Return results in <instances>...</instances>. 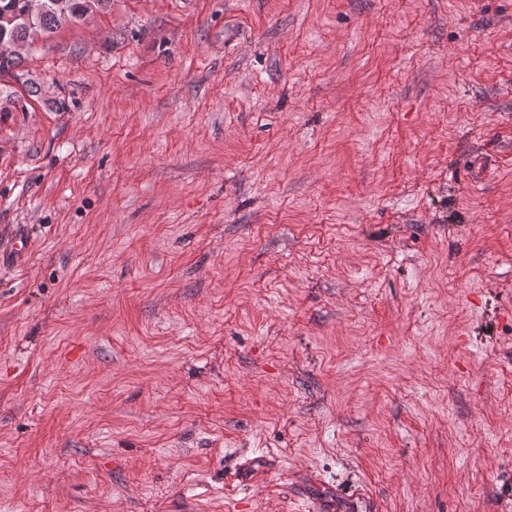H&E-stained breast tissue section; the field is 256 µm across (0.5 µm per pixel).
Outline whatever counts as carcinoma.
Listing matches in <instances>:
<instances>
[{"mask_svg":"<svg viewBox=\"0 0 512 512\" xmlns=\"http://www.w3.org/2000/svg\"><path fill=\"white\" fill-rule=\"evenodd\" d=\"M109 0H43L42 11L32 17H25L27 0H0V6L11 9L16 17L11 22L0 21V40L18 42L25 46L39 37L52 34L63 26L81 19L85 14L103 8ZM21 62L18 53H0V79L11 76Z\"/></svg>","mask_w":512,"mask_h":512,"instance_id":"obj_1","label":"carcinoma"}]
</instances>
